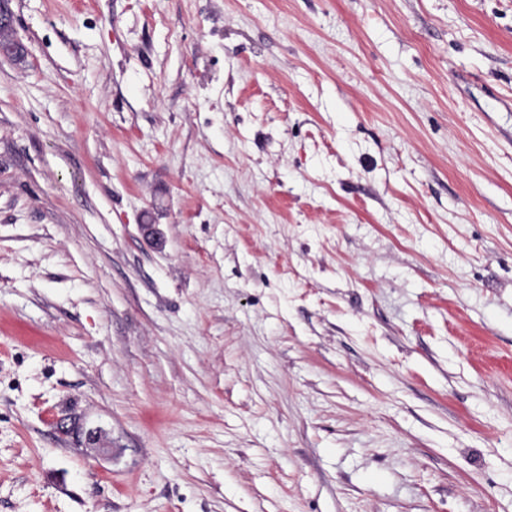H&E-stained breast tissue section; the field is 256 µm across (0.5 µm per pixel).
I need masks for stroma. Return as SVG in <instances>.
I'll return each instance as SVG.
<instances>
[{"mask_svg": "<svg viewBox=\"0 0 512 512\" xmlns=\"http://www.w3.org/2000/svg\"><path fill=\"white\" fill-rule=\"evenodd\" d=\"M0 512H512V0H10Z\"/></svg>", "mask_w": 512, "mask_h": 512, "instance_id": "1", "label": "stroma"}]
</instances>
